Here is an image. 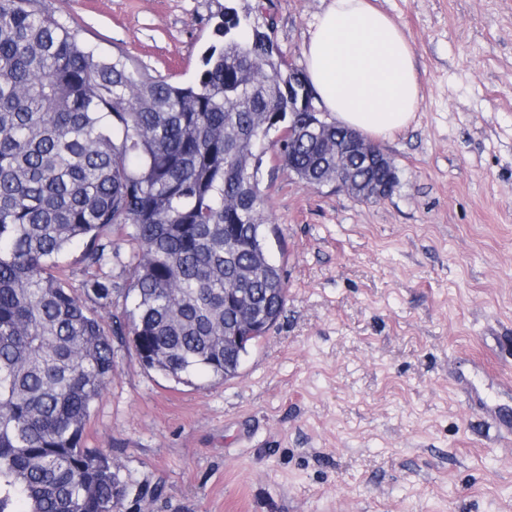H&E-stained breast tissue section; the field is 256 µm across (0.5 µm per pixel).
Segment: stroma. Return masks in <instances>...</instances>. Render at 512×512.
<instances>
[{
    "label": "stroma",
    "mask_w": 512,
    "mask_h": 512,
    "mask_svg": "<svg viewBox=\"0 0 512 512\" xmlns=\"http://www.w3.org/2000/svg\"><path fill=\"white\" fill-rule=\"evenodd\" d=\"M244 0H42L80 42L193 80ZM293 66L326 0H262ZM423 99L381 139L399 183L364 202L263 174L288 298L238 376L179 383L132 345L83 447L129 487L120 512H512V436L465 400L471 360L512 386V0H374Z\"/></svg>",
    "instance_id": "stroma-1"
}]
</instances>
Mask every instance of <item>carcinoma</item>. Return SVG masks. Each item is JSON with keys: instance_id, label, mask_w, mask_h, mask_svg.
<instances>
[{"instance_id": "1", "label": "carcinoma", "mask_w": 512, "mask_h": 512, "mask_svg": "<svg viewBox=\"0 0 512 512\" xmlns=\"http://www.w3.org/2000/svg\"><path fill=\"white\" fill-rule=\"evenodd\" d=\"M254 12L224 8L194 81L177 83L100 58L41 0H0V512H120L119 466L80 445L113 340L133 337L178 381L224 379L282 313L283 275L256 255L280 240L265 149L317 185L336 172V124L267 142L298 121L288 63ZM74 244L77 289L58 265ZM249 309L267 321L225 349Z\"/></svg>"}]
</instances>
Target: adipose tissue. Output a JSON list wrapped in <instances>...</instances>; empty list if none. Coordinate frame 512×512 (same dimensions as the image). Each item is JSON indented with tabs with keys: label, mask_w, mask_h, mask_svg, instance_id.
<instances>
[{
	"label": "adipose tissue",
	"mask_w": 512,
	"mask_h": 512,
	"mask_svg": "<svg viewBox=\"0 0 512 512\" xmlns=\"http://www.w3.org/2000/svg\"><path fill=\"white\" fill-rule=\"evenodd\" d=\"M307 75L337 124L370 139L409 127L421 103L413 51L370 0H328L309 31Z\"/></svg>",
	"instance_id": "adipose-tissue-1"
}]
</instances>
